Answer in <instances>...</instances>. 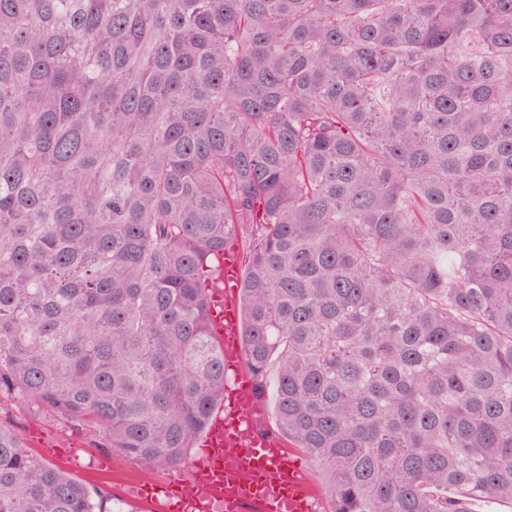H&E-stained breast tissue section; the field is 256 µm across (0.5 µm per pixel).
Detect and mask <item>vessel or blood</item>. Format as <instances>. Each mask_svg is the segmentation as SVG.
<instances>
[{
    "instance_id": "1",
    "label": "vessel or blood",
    "mask_w": 512,
    "mask_h": 512,
    "mask_svg": "<svg viewBox=\"0 0 512 512\" xmlns=\"http://www.w3.org/2000/svg\"><path fill=\"white\" fill-rule=\"evenodd\" d=\"M240 266L236 254L224 257V290L216 294L211 317L226 366L234 367L224 385L226 403L216 410L201 437L203 460L190 476L163 484L182 512H316L318 489L282 441L257 428L263 406L245 368L239 336L236 291Z\"/></svg>"
}]
</instances>
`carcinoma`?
<instances>
[{"instance_id": "1", "label": "carcinoma", "mask_w": 512, "mask_h": 512, "mask_svg": "<svg viewBox=\"0 0 512 512\" xmlns=\"http://www.w3.org/2000/svg\"><path fill=\"white\" fill-rule=\"evenodd\" d=\"M331 512L512 501V0H0V403L178 468L210 295ZM0 419V512H106Z\"/></svg>"}]
</instances>
